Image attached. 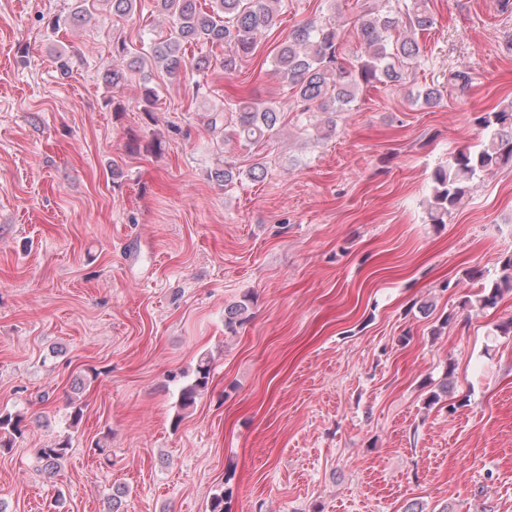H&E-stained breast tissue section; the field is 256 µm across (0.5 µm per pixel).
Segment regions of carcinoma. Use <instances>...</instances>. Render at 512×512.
I'll use <instances>...</instances> for the list:
<instances>
[{
	"label": "carcinoma",
	"mask_w": 512,
	"mask_h": 512,
	"mask_svg": "<svg viewBox=\"0 0 512 512\" xmlns=\"http://www.w3.org/2000/svg\"><path fill=\"white\" fill-rule=\"evenodd\" d=\"M430 0H384L383 9L369 10L356 20L365 57L353 64L343 55L344 34L336 23L307 21L296 24L278 46L272 63L293 91L295 112H321L323 124L316 129L318 140L336 133L340 113L352 110L358 95L378 84L395 85L404 82L410 65L419 57L416 35L431 30L436 19ZM279 0H155L156 8L170 19L167 34L156 38L147 53L131 60L129 68L141 75L143 112L151 114L158 90L151 85L153 70L177 79L188 67L206 72L219 68L224 73L236 71L238 63L255 54L258 37L276 25ZM197 42L209 43L224 50L222 57H205L190 63L186 47ZM442 100L439 87L425 86L414 96L422 108H435ZM283 111L261 102L251 93L233 94L224 99L221 108L212 110L209 126L230 130V137L251 146L276 137ZM489 137L473 147L466 146L439 165L431 173L432 194L428 218L432 224H444L448 214L466 197L475 182L495 170L512 164V103L484 112L479 117ZM267 172V162L258 160L243 172L226 165L211 173L215 180L228 188L237 183L241 174L252 180ZM512 290V254L501 260L500 276L490 286H482L475 299H466L462 306L493 307L506 291ZM251 319L250 299L224 309V331L233 334ZM211 358L198 357L192 377L174 374L171 381L182 380L178 404L182 410L194 406L197 397L209 386ZM26 418L21 413L0 411V454L13 448L23 435ZM70 437L37 450V456L47 470L53 471L67 456ZM230 489L223 488L212 495L208 512H229Z\"/></svg>",
	"instance_id": "cac0c4a2"
}]
</instances>
